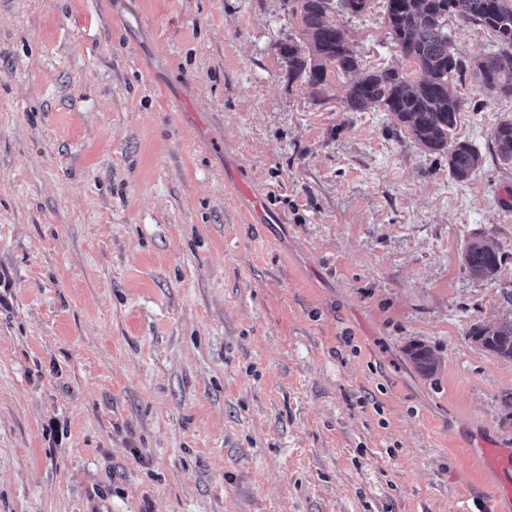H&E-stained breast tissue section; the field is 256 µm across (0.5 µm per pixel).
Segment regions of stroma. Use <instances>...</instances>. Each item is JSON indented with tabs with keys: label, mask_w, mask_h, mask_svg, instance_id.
Returning <instances> with one entry per match:
<instances>
[{
	"label": "stroma",
	"mask_w": 512,
	"mask_h": 512,
	"mask_svg": "<svg viewBox=\"0 0 512 512\" xmlns=\"http://www.w3.org/2000/svg\"><path fill=\"white\" fill-rule=\"evenodd\" d=\"M333 19L415 78L384 0ZM299 36L284 0H0V512H487L512 360L468 334L512 318V98L452 82L459 182L350 76L290 80ZM491 152L503 165H512V118L502 120L491 138ZM464 261L471 276L490 280L500 276L505 264L503 255L479 238L468 243ZM406 354L414 364L418 372L426 377H431L437 371V360L432 350L422 342L410 343Z\"/></svg>",
	"instance_id": "obj_1"
}]
</instances>
